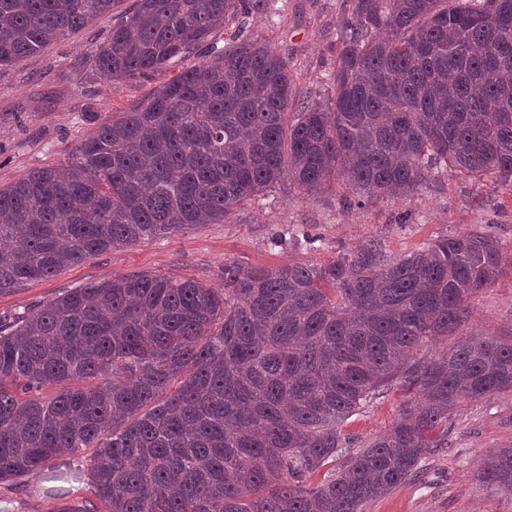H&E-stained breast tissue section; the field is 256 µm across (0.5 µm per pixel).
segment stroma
Returning <instances> with one entry per match:
<instances>
[{
	"label": "stroma",
	"mask_w": 512,
	"mask_h": 512,
	"mask_svg": "<svg viewBox=\"0 0 512 512\" xmlns=\"http://www.w3.org/2000/svg\"><path fill=\"white\" fill-rule=\"evenodd\" d=\"M134 0H116L109 14L66 34L40 53L0 70V187L28 171L57 165L104 119L122 113L156 87L200 62L211 49L241 31L258 35L290 64L298 98L327 97L341 45L340 24L350 0H273L268 13L227 17L221 30L166 72L134 81L90 84L81 78L86 58L104 40ZM343 184L313 192L283 183L238 210L221 224H200L107 252L28 281L0 296V317L46 303L68 289L112 275L151 272L187 278L213 288L224 286V266L278 267L327 263L367 242L398 257L442 236L465 235L487 227L505 252H512V181L481 180L452 171H432L413 195L376 198L359 206L344 201ZM466 331L512 332V269L469 302ZM407 393L390 391L344 426L363 448L397 420ZM512 448V391L462 404L448 420V445L433 448L417 477L369 502L364 512H512V496L486 483L481 459ZM45 472L0 482V512H59L95 501L88 479L68 484L61 497L45 493Z\"/></svg>",
	"instance_id": "stroma-1"
}]
</instances>
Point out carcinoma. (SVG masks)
Returning <instances> with one entry per match:
<instances>
[{
	"mask_svg": "<svg viewBox=\"0 0 512 512\" xmlns=\"http://www.w3.org/2000/svg\"><path fill=\"white\" fill-rule=\"evenodd\" d=\"M115 0H0V69ZM135 0L86 77L134 80L203 45L240 4ZM333 94L298 102L284 58L240 36L107 119L61 165L0 187V295L110 250L222 224L288 180L357 202L415 193L439 165L512 180V0H351ZM512 255L492 234L392 259L224 264V290L137 273L0 320V481L91 448L103 510L364 512L415 473L463 402L512 390V336L460 334ZM450 336L442 354L432 345ZM61 389L49 401L48 387ZM415 391L342 469L346 421ZM512 495V448L480 464Z\"/></svg>",
	"mask_w": 512,
	"mask_h": 512,
	"instance_id": "cac0c4a2",
	"label": "carcinoma"
}]
</instances>
